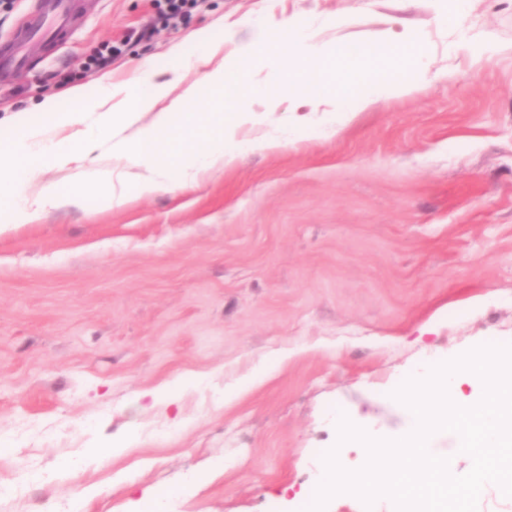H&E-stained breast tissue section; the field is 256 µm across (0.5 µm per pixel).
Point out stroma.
I'll use <instances>...</instances> for the list:
<instances>
[{"label":"stroma","instance_id":"stroma-1","mask_svg":"<svg viewBox=\"0 0 512 512\" xmlns=\"http://www.w3.org/2000/svg\"><path fill=\"white\" fill-rule=\"evenodd\" d=\"M40 5L0 0V51L27 60L0 70L4 124L51 96L73 111L75 87L181 94L204 75L172 72L193 33L226 55L294 18L343 54L409 31L436 77L337 114L332 136L0 235V485L26 488L0 512H143L161 489L158 512H305L337 415L398 437L392 393L426 359L512 344V0H199L175 19L161 0H77L51 45L26 36ZM108 43L120 54L89 69ZM189 375L205 382L179 401L149 397Z\"/></svg>","mask_w":512,"mask_h":512}]
</instances>
